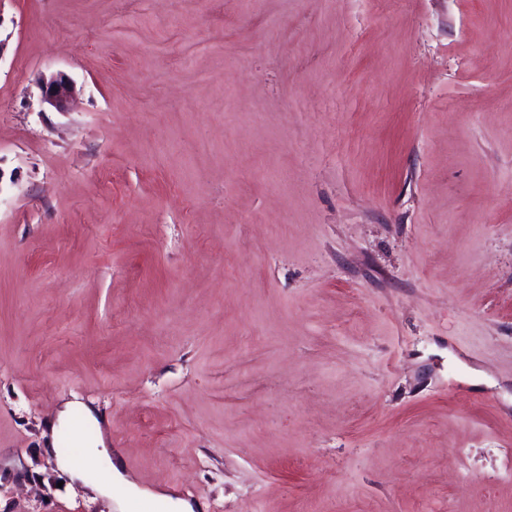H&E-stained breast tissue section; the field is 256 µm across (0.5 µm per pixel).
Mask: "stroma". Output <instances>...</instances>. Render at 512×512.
<instances>
[{
	"instance_id": "35a3bbf8",
	"label": "stroma",
	"mask_w": 512,
	"mask_h": 512,
	"mask_svg": "<svg viewBox=\"0 0 512 512\" xmlns=\"http://www.w3.org/2000/svg\"><path fill=\"white\" fill-rule=\"evenodd\" d=\"M0 512H512V0H0ZM76 84L43 110L40 79ZM101 444L99 440H96L94 446L91 448L85 449L80 457L71 458V459H63L61 460V465L68 468L73 476L77 479H81L83 473L86 471L87 467L96 463L99 460H105L111 474L113 475V479L116 482L123 483L126 482L123 478V475L115 463L112 462V459L106 454L105 450L100 451L97 446Z\"/></svg>"
}]
</instances>
